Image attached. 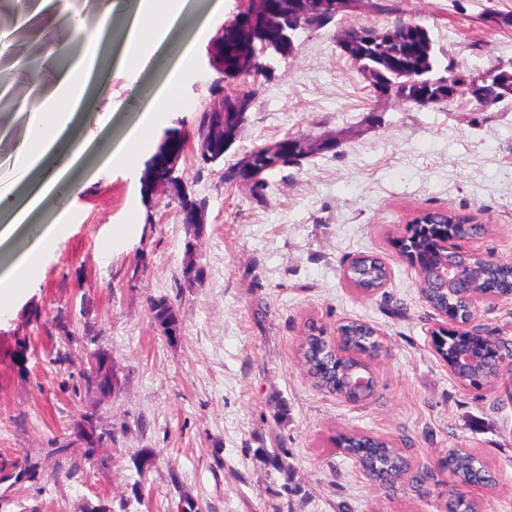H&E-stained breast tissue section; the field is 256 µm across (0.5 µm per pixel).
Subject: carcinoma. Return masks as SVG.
Masks as SVG:
<instances>
[{
	"mask_svg": "<svg viewBox=\"0 0 512 512\" xmlns=\"http://www.w3.org/2000/svg\"><path fill=\"white\" fill-rule=\"evenodd\" d=\"M337 38L348 44L347 58L369 84L382 78L392 86L394 95L421 102L425 106L451 102L454 95L448 92L450 85L458 92L463 86L469 88L485 81L512 89V71L500 68L467 79L457 76L452 64L442 65L436 43L428 29L417 23L399 20L386 29L351 25L338 31ZM222 179L226 183L246 186L253 198L262 197L270 188V184L262 177L240 180L235 165L223 173ZM456 220L455 214L429 211L425 222L411 224L406 228L400 243L420 266V290L424 301L431 308L446 309L452 317L463 321L467 317L466 309L457 302L452 292H437L427 278L428 267L445 260V256L437 249V242L442 236L455 232ZM475 266L471 278L475 290L498 297L509 295L512 291V265L481 258L476 260ZM349 275L357 287L369 293L376 292L388 278L384 264L372 255H361L353 259L349 264ZM149 311L167 338L178 336L180 322L173 303L166 299L153 300ZM340 330L344 341L354 346L370 342L369 336L373 335L371 326L357 321L341 325ZM328 340L330 337L324 335L323 328L310 324L299 345L302 366L315 386L328 389L346 383L349 377L357 373L369 374V367L363 360L350 359L337 372L325 367L318 360L317 353ZM81 376L88 392L111 387L112 360L98 349L89 352L88 366ZM72 435L85 445L80 458L89 462L93 459L95 448L106 441H114L112 432L99 426V418L92 413L81 416L74 423ZM342 442L361 473L372 481H379L382 475L389 472L395 474L398 480L408 473L403 452L387 440L352 435L342 438ZM445 468L463 484L492 481L489 472L481 468L464 448L448 449Z\"/></svg>",
	"mask_w": 512,
	"mask_h": 512,
	"instance_id": "carcinoma-1",
	"label": "carcinoma"
}]
</instances>
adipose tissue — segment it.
I'll list each match as a JSON object with an SVG mask.
<instances>
[{
  "instance_id": "ef3b65f1",
  "label": "adipose tissue",
  "mask_w": 512,
  "mask_h": 512,
  "mask_svg": "<svg viewBox=\"0 0 512 512\" xmlns=\"http://www.w3.org/2000/svg\"><path fill=\"white\" fill-rule=\"evenodd\" d=\"M52 3L53 0H14V8L20 19L38 18L53 32H67L72 38L82 39L80 52L64 66L56 63V40L47 39L43 48L45 61L52 65L56 89L68 97L71 107L66 113L20 108L25 137L15 164L21 177L28 180L29 195L17 211L14 223L0 228V245L15 234L28 212L41 207L59 186H66L71 192L77 190L74 172L90 146L89 140L79 138L77 132L92 118L97 100L109 88L113 70L164 67L159 51L167 45L171 31L191 29L192 42L180 47L165 82L152 88L146 110L125 141L110 149L107 158L112 165L124 166L133 160L130 147L145 151L151 131L164 118L171 94L195 65L196 44L212 35L221 11L216 4L208 13H200L192 0H101L95 27L90 30L82 20H70L65 14L54 12ZM105 40L115 43L113 59L107 67L100 66L98 57L100 44ZM58 234L54 227L34 237L21 260L0 276V297H15L16 286L32 278L38 260L52 248Z\"/></svg>"
}]
</instances>
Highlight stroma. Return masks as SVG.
Here are the masks:
<instances>
[{
    "label": "stroma",
    "mask_w": 512,
    "mask_h": 512,
    "mask_svg": "<svg viewBox=\"0 0 512 512\" xmlns=\"http://www.w3.org/2000/svg\"><path fill=\"white\" fill-rule=\"evenodd\" d=\"M393 6L380 14L364 0L301 33L295 53L264 54L269 70L254 79L223 77L199 47L150 143L180 131L178 174L206 201L205 224L144 195L148 158L86 172L56 246L0 311V512H183L189 503L198 512H445L453 479L438 458L451 448L474 453L493 477L477 496L481 512H512V375L494 389L456 382L432 346L438 316L392 243L417 212L450 211L482 225L466 247L512 264V101L486 109L463 93L416 107L377 97L336 42L351 24L403 20L425 26L461 73L512 71V28L485 14H512V0ZM244 88L253 102L238 140L223 166L203 164L202 112ZM325 134L336 152L267 174L264 199L221 179L248 149ZM361 252L390 268L369 298L343 277ZM191 259L203 283L183 278ZM159 298L179 311L175 340L149 314ZM355 319L375 327L380 347L367 360L375 392L351 402L313 386L297 348L308 323L332 333ZM94 348L114 370L102 400L79 378ZM57 349L65 362L51 361ZM86 413L115 440L71 475L51 448ZM352 433L398 444L410 478L366 479L334 444ZM32 461L36 473L19 477Z\"/></svg>",
    "instance_id": "35a3bbf8"
}]
</instances>
